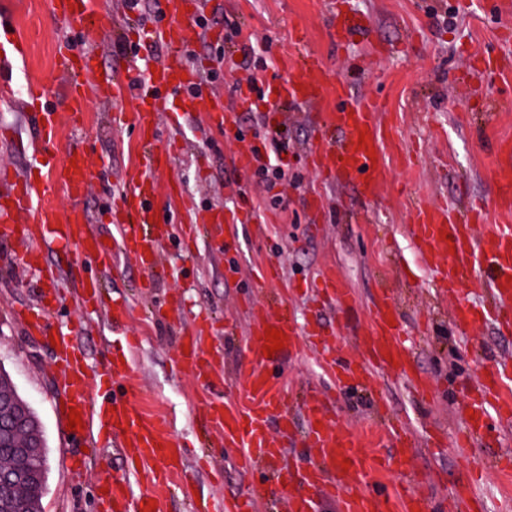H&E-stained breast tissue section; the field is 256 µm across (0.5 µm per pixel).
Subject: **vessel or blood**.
<instances>
[{"instance_id":"1","label":"vessel or blood","mask_w":512,"mask_h":512,"mask_svg":"<svg viewBox=\"0 0 512 512\" xmlns=\"http://www.w3.org/2000/svg\"><path fill=\"white\" fill-rule=\"evenodd\" d=\"M196 0H159L166 19L161 28L148 32L128 29V41L144 43L153 39L163 43L167 54L155 67L153 77L145 85L131 88L127 77L102 72L104 81L96 91H89L84 77L99 70L94 55L74 52L70 44L59 43L54 49L55 69L64 77L66 112H57L51 105L55 88L47 83L29 84L22 98L26 112L38 125L40 148L33 154L30 167L48 170L51 181L31 178L12 180L0 189V239L16 242L22 248L20 260L36 270L48 282L46 301L38 307H25L18 316L31 335H46L50 316L49 300L55 299L56 285L61 280L59 267L43 258L46 245L75 248L86 259L102 263L112 259L113 246L107 245L87 230L79 209L67 213L46 202L53 188H62L72 199L85 196L93 179V161L84 150L72 151L70 158L59 159L53 141L62 121H79L88 108L91 94H98L115 107V121L127 125L140 142L148 144L143 171L129 189L117 197L109 211L110 222L119 232L117 247L133 257L144 270H153L160 262V247L166 236L165 224L154 200L158 194L152 177L155 170L168 166L172 149L159 150L153 142L157 136V115L177 101L182 111L204 114L210 126L224 128L226 115L222 99L207 95L191 96L187 90L197 84L199 73L186 66L183 47L186 43L183 20L189 16ZM54 18L82 21L81 34L90 38L94 32L92 0H52ZM330 38L341 44L359 34L368 33L370 22L340 7H330ZM26 43L14 33H6L0 41V88L10 89L13 63L25 57ZM100 71V70H99ZM333 92L337 105L322 113L317 130V142L308 151V159L323 169L326 176L353 186L366 200L379 195L376 178L383 164L382 126L375 119L380 103L372 95H356L350 85L335 76L313 53H305L295 73L279 78L276 91L268 102L271 114H278L284 105L302 106L322 101L326 92ZM491 179L503 204L512 203V159L499 160ZM410 234L419 253L426 259L436 288L461 297L475 275L486 278L489 296L486 303L474 306L459 302L451 324L462 335L471 329L492 326L512 333V225L486 223L480 209L459 211L448 206H431L421 202L411 209ZM237 210L212 209L196 213V223L207 226L212 240L225 245V231L238 223ZM317 294L322 301L341 309L352 307L356 299L334 271L319 276ZM399 312L389 289L378 291L372 300L369 328L361 340L364 357L337 351L335 338L317 319L297 324L283 315L273 316L259 311L255 316L249 341L253 358L249 365L234 375L248 401L236 407L219 400L210 401L204 411L206 422L218 432L221 444L235 449L240 469L251 473L266 469L272 479L287 490L288 512H317L321 499L337 501L339 512H433L430 499L415 488L406 486L392 493L367 488L368 477L375 472L391 469L394 455L370 456L358 435L351 429L333 423L330 408L322 391L310 392L298 411H291L285 401V391L271 369L305 348L315 350L321 365L333 377L336 388H364L373 392L375 405L386 401L379 391L375 373L404 380L418 397L428 396L432 385L416 368L405 345L403 328L397 323ZM211 329L208 315H198L193 333L184 337V353L178 354L176 365L186 374L210 379L223 371V364L211 360L205 338ZM282 332L284 348L274 356H266V333ZM55 382L63 392L60 417L78 409L85 423L75 429V436L114 440L124 459H139L150 465L153 492L134 494L123 476L105 478L106 492L101 495L103 512H144L147 504L158 503L157 489L168 487L177 466L171 460L176 442L161 416L145 413L125 392H117L116 384L126 379L129 369L120 359L93 370L79 342L77 329L55 334ZM512 383V357H503L483 372L475 393L465 404L474 412V419L463 420L452 448L465 453L476 443L496 447L493 459L473 461L465 478L450 490L449 501L456 512H484L483 499L477 491L483 472L489 466L512 469V451L498 450L496 426L512 423V395L505 389ZM280 432L300 428L304 447L314 449L312 458L302 467L283 465L282 450L273 441L271 426ZM382 441L398 449L414 447L417 436L404 422L387 425Z\"/></svg>"}]
</instances>
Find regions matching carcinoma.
<instances>
[{
	"instance_id": "obj_1",
	"label": "carcinoma",
	"mask_w": 512,
	"mask_h": 512,
	"mask_svg": "<svg viewBox=\"0 0 512 512\" xmlns=\"http://www.w3.org/2000/svg\"><path fill=\"white\" fill-rule=\"evenodd\" d=\"M0 512H40L47 481V443L38 416L18 393L10 376L0 371ZM24 443L29 456L15 452ZM14 470H24L21 483L8 479Z\"/></svg>"
}]
</instances>
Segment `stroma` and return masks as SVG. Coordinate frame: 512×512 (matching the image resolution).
Listing matches in <instances>:
<instances>
[{
    "instance_id": "35a3bbf8",
    "label": "stroma",
    "mask_w": 512,
    "mask_h": 512,
    "mask_svg": "<svg viewBox=\"0 0 512 512\" xmlns=\"http://www.w3.org/2000/svg\"><path fill=\"white\" fill-rule=\"evenodd\" d=\"M326 0H205L214 20L209 30L186 21V43L192 64L224 71L220 95L230 129L208 128L203 116L178 110L158 119L156 147L174 146L168 169L155 178L162 189L176 183L184 204L159 194L156 204L171 221L160 263L152 274L142 272L124 254L106 266L83 264L77 252L52 246L45 259L62 273L74 272L97 280L105 300L129 302L132 314L126 328L113 327L106 310L89 312L72 294H65L50 325L53 331L79 326L80 342L92 364L105 366L113 357L126 355L130 366L125 388L149 411L166 416L171 434L180 444L186 482L164 494L162 512H206L213 501L233 498L260 481L234 463V452L208 444L201 418L212 396L242 404L245 393L237 386L213 387L209 381L180 372L173 364L179 341L193 331L200 312L216 318L206 343L224 360V372L234 375L247 365L251 354L245 336L253 321L252 309L269 297L282 300L281 311L292 319H310L313 300L303 287L323 269L340 274L355 291L358 302L346 310L324 307L321 317L336 331V346L356 345L366 333L368 311L383 274L395 278L401 321L413 334L415 364L435 387L430 399L414 397L400 381L385 379L386 407L391 417L403 420L418 437L438 427L454 435L460 426L458 409L471 385L487 366L507 351L512 335L502 336L490 327L474 329L467 342L450 330V313L456 297L439 300L429 269L419 259L407 233L410 203L448 201L458 207L479 205L490 222L501 218L491 180L497 163L495 146L512 141V42L501 41L498 29L505 21L500 0H348L351 9L372 24L370 38L336 46L328 35ZM12 17L29 50L13 68L14 86L41 80L62 87L53 68V50L60 39L79 40L80 27L64 26L50 15V0H0V14ZM130 20L120 0H99L95 37L87 49L107 70L119 69L125 57L119 38ZM306 38L307 50L321 56L341 78L355 77L356 94L373 93L383 103L380 121L390 130L384 142L385 166L377 179L380 193L368 201L350 186L326 178L305 161L315 138L319 115L331 111L333 98L317 106L291 110L284 125L263 126V108H239L236 85L247 76L236 62L244 40L265 42L270 65L265 78L295 68L297 35ZM489 52L504 64L489 77L473 66L476 54ZM12 133L11 142L0 141V169L13 175L29 173V156L38 142L28 113L0 98V131ZM288 144V175L296 183L288 192L287 209L273 207L271 195L251 172L241 170L243 153L269 152L268 134ZM92 144L97 177L79 201L63 190L49 200L62 211L78 208L89 229L105 237L115 230L106 214L112 201L140 170L141 146L130 131L112 124V108L90 97L84 125L64 127L55 141L58 156ZM199 209L242 208L248 223L230 233L231 244L216 248L204 236L182 232L191 220L185 204ZM236 267L237 277L226 282L224 272ZM276 269L277 282L260 292L252 286L261 269ZM40 292L35 274L16 259L10 245L0 242V369L5 370L20 395L40 419L48 448V481L43 512H98L99 481L104 475L126 470L117 449H106L107 465L90 452L84 477L73 481L64 464L67 452L80 451L82 443L64 438L58 420L61 392L52 378L50 343L30 335L13 315L32 304ZM429 318L431 334L416 331V322ZM140 344L127 349L126 336ZM289 396L307 386L329 389L331 376L315 356L298 353L278 368ZM333 419L366 435L370 450H377V434L367 422L374 413L372 401L355 390L333 392ZM401 468L374 475L380 490H396L414 477L438 512H448L446 490L466 473L470 462L452 449L418 446Z\"/></svg>"
}]
</instances>
